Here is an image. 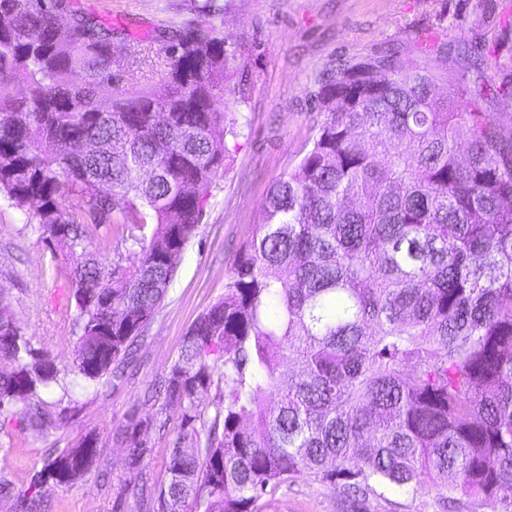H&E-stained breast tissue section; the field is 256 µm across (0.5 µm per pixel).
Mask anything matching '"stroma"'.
Listing matches in <instances>:
<instances>
[{
    "mask_svg": "<svg viewBox=\"0 0 512 512\" xmlns=\"http://www.w3.org/2000/svg\"><path fill=\"white\" fill-rule=\"evenodd\" d=\"M203 0H76L86 14L111 28L115 40L149 43L164 55L159 36L198 16ZM225 10L209 18L218 37L241 45L233 72L245 96L231 103L244 134L227 141L224 174L205 216L186 245L166 297L138 340L136 372L105 377L68 400L60 390L43 399L56 418L46 433L14 419L0 424V476L16 489L45 468L55 452L94 433L99 459L82 481L48 485L40 494L46 512H119L120 498L142 482L159 484L168 474L166 441H157L141 469L125 465L126 444L118 430L128 417L149 415L142 395L177 357L191 325L224 293L236 252L261 220L270 185L300 161L314 134L317 114L310 97L319 73L333 64L357 62L383 51L421 57L436 70L453 65L468 77L498 80L496 61L512 60L498 44L512 24V0H222ZM485 44L475 62L471 41ZM31 215L0 194V289L7 315L21 326L32 347L62 370L71 366L79 336L77 312L68 304V282L57 276L66 264ZM263 512H342L333 489L301 476L267 499ZM370 512H443L440 493L426 487L416 495L389 494Z\"/></svg>",
    "mask_w": 512,
    "mask_h": 512,
    "instance_id": "stroma-1",
    "label": "stroma"
}]
</instances>
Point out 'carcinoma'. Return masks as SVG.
Segmentation results:
<instances>
[{"label":"carcinoma","mask_w":512,"mask_h":512,"mask_svg":"<svg viewBox=\"0 0 512 512\" xmlns=\"http://www.w3.org/2000/svg\"><path fill=\"white\" fill-rule=\"evenodd\" d=\"M163 41L160 83L104 99L130 46L75 0H0V193L73 260L80 330L67 382L0 316V418L29 430L54 423L44 391L129 362L224 173L216 133L242 134L227 115L238 47L195 20ZM498 71L493 87L390 53L318 81L310 148L144 394L165 419L120 430L134 469L179 419L169 480L130 512H256L300 475L348 512L429 485L468 512H512V137L476 111L490 95L512 110V66ZM97 457L87 434L31 489L75 484ZM13 495L15 512H39L0 479Z\"/></svg>","instance_id":"carcinoma-1"}]
</instances>
